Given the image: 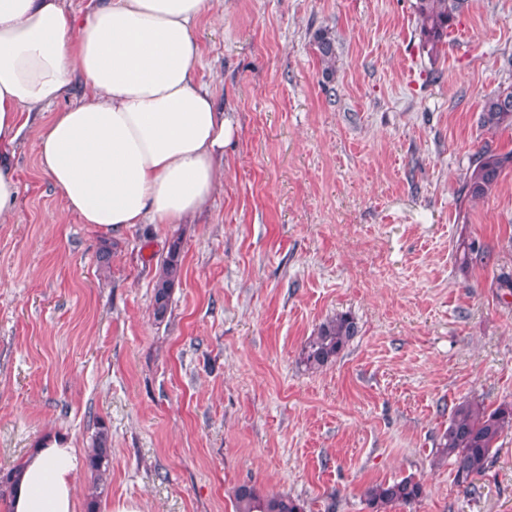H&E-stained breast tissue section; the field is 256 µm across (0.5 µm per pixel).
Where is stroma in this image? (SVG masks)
<instances>
[{
    "mask_svg": "<svg viewBox=\"0 0 512 512\" xmlns=\"http://www.w3.org/2000/svg\"><path fill=\"white\" fill-rule=\"evenodd\" d=\"M414 3L214 0L194 69L235 134L184 223H81L36 132L17 143L0 474L48 434L85 452L102 422L98 512H234L244 483L305 512H371L369 485L408 476L425 495L391 512H512V431L475 491L436 459L458 402H512V168L485 200L462 193L476 152L512 151V127L479 123L485 96L512 85V0H465L436 57ZM177 236L182 279L158 322L152 284ZM342 314L356 336L307 370L305 342Z\"/></svg>",
    "mask_w": 512,
    "mask_h": 512,
    "instance_id": "obj_1",
    "label": "stroma"
}]
</instances>
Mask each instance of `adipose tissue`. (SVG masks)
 <instances>
[{
  "label": "adipose tissue",
  "instance_id": "adipose-tissue-1",
  "mask_svg": "<svg viewBox=\"0 0 512 512\" xmlns=\"http://www.w3.org/2000/svg\"><path fill=\"white\" fill-rule=\"evenodd\" d=\"M213 0H0V223L19 185L10 151L32 114L39 164L81 223L178 224L207 206L233 128L193 68ZM84 91L70 99L73 77ZM77 449L54 435L23 458L11 512H79Z\"/></svg>",
  "mask_w": 512,
  "mask_h": 512
}]
</instances>
